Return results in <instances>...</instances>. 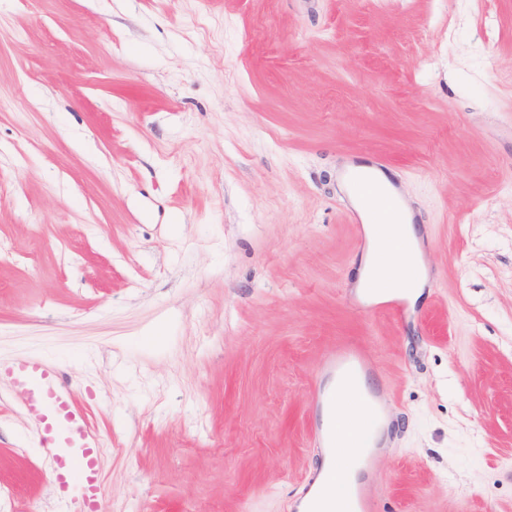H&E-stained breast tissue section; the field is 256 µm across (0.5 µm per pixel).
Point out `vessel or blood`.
Wrapping results in <instances>:
<instances>
[{"mask_svg": "<svg viewBox=\"0 0 512 512\" xmlns=\"http://www.w3.org/2000/svg\"><path fill=\"white\" fill-rule=\"evenodd\" d=\"M350 194L364 202L367 211H351L352 223H361L363 216L399 212L395 198L383 192L369 175H352ZM371 368L366 347L353 339L341 340L319 364L318 376H330L336 383L332 388H318L321 407L334 410L339 399L351 396L366 414L367 423L375 425L385 413L379 396L362 389L360 382ZM7 376L29 413L40 428V446L55 463L53 483L63 505L62 512H100L103 482L99 459L101 440L90 427L85 412L73 401L71 389L60 373L47 362L31 357H20L8 363L0 362V376ZM368 430L351 436L338 435L334 428L320 427L312 442L319 462L299 490L305 500V512H326L319 497L327 482L343 480L344 468L340 449H350L356 462L371 468ZM340 512H381L374 486L369 482L348 485L342 496Z\"/></svg>", "mask_w": 512, "mask_h": 512, "instance_id": "obj_1", "label": "vessel or blood"}]
</instances>
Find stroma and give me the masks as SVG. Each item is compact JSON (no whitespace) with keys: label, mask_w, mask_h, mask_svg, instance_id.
<instances>
[{"label":"stroma","mask_w":512,"mask_h":512,"mask_svg":"<svg viewBox=\"0 0 512 512\" xmlns=\"http://www.w3.org/2000/svg\"><path fill=\"white\" fill-rule=\"evenodd\" d=\"M349 162L422 229L405 321L350 300ZM346 337L383 512H512V0H0V361L70 380L101 512H298ZM52 474L0 377V512Z\"/></svg>","instance_id":"obj_1"}]
</instances>
